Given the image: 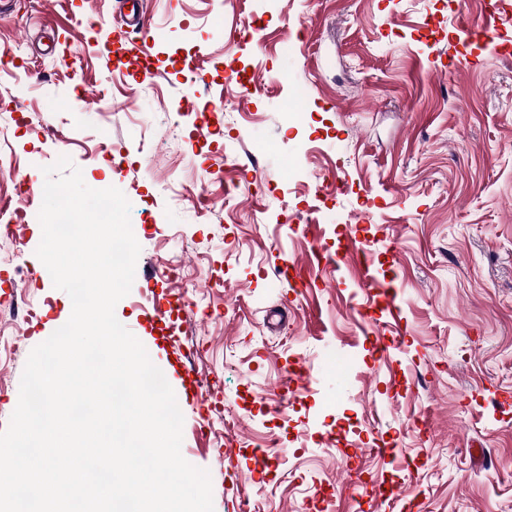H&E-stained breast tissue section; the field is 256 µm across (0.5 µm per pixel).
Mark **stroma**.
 Masks as SVG:
<instances>
[{
    "instance_id": "35a3bbf8",
    "label": "stroma",
    "mask_w": 512,
    "mask_h": 512,
    "mask_svg": "<svg viewBox=\"0 0 512 512\" xmlns=\"http://www.w3.org/2000/svg\"><path fill=\"white\" fill-rule=\"evenodd\" d=\"M487 2L148 0L155 73L139 81L112 54L119 0H14L0 15V216L15 222L0 237V432L31 350L72 312L34 264L42 169L67 156L88 187L119 182L141 227L117 319L163 373L184 363L209 390L174 393L214 512H310L319 496L328 512L360 498L512 512V401L493 398L512 391V55L460 20ZM257 16L260 41H233ZM81 85L110 89L112 109ZM169 260L181 279L148 286L141 270ZM207 278L224 285L201 292ZM17 305L34 319L10 318ZM268 435L277 463L258 478ZM378 441L391 454L370 453Z\"/></svg>"
}]
</instances>
